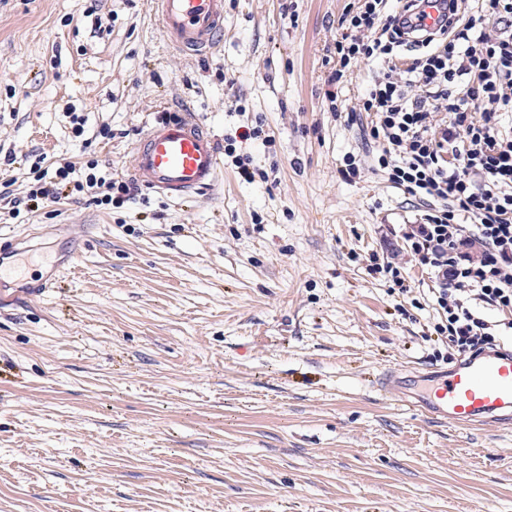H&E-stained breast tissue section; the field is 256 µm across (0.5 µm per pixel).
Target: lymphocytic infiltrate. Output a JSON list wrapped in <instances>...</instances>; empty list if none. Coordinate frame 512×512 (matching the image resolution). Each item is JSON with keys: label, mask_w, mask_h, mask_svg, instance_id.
<instances>
[{"label": "lymphocytic infiltrate", "mask_w": 512, "mask_h": 512, "mask_svg": "<svg viewBox=\"0 0 512 512\" xmlns=\"http://www.w3.org/2000/svg\"><path fill=\"white\" fill-rule=\"evenodd\" d=\"M421 2L392 11L388 0H361L344 18L349 32L336 43L331 80L362 60L386 62L362 103L381 144L377 164L393 188L427 202L404 241L438 282L436 333L458 352H475L491 339L476 303L512 310V32L493 39L484 31L488 16L512 19V0H449L438 37L413 42ZM438 110L448 114L441 125L431 121ZM71 171L60 164L25 196L0 188V199L16 210L59 202Z\"/></svg>", "instance_id": "lymphocytic-infiltrate-1"}]
</instances>
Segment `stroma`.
Wrapping results in <instances>:
<instances>
[{
	"label": "stroma",
	"instance_id": "1",
	"mask_svg": "<svg viewBox=\"0 0 512 512\" xmlns=\"http://www.w3.org/2000/svg\"><path fill=\"white\" fill-rule=\"evenodd\" d=\"M356 2L224 0V44L199 56L152 0H0V184L23 196L65 161L129 176L181 112L224 168L196 200H0V241L27 242L0 305V512H512V430L375 391L457 353L402 239L427 205L375 164L361 107L382 65L329 81ZM375 253L410 293L368 274ZM53 255L70 268L30 295Z\"/></svg>",
	"mask_w": 512,
	"mask_h": 512
}]
</instances>
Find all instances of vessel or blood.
Instances as JSON below:
<instances>
[{
	"instance_id": "b4317fda",
	"label": "vessel or blood",
	"mask_w": 512,
	"mask_h": 512,
	"mask_svg": "<svg viewBox=\"0 0 512 512\" xmlns=\"http://www.w3.org/2000/svg\"><path fill=\"white\" fill-rule=\"evenodd\" d=\"M166 38L180 51H210L224 40V0H153ZM221 160L216 140L197 119L181 114L157 120L136 145L130 171L146 189L184 200L212 189ZM379 391L428 418L469 428L512 426V350L460 358L440 371L384 372Z\"/></svg>"
}]
</instances>
